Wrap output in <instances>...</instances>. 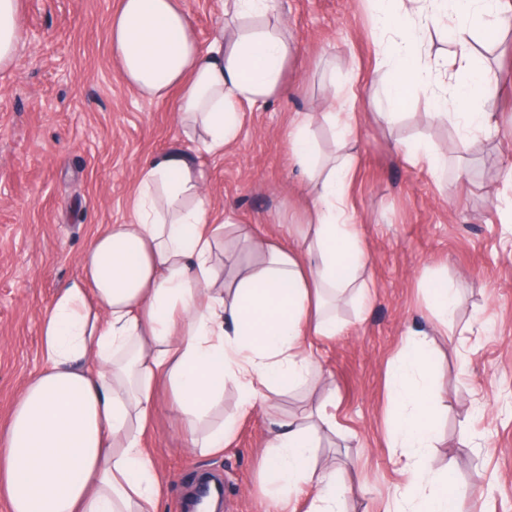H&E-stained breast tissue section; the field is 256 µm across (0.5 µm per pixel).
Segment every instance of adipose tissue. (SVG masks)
I'll return each mask as SVG.
<instances>
[{
  "label": "adipose tissue",
  "mask_w": 512,
  "mask_h": 512,
  "mask_svg": "<svg viewBox=\"0 0 512 512\" xmlns=\"http://www.w3.org/2000/svg\"><path fill=\"white\" fill-rule=\"evenodd\" d=\"M377 55L387 71L376 122L396 123L409 100L429 96L438 119L488 135L497 116L486 93L492 73L473 64L470 39L507 25L502 0H371ZM235 24L200 45L185 0H119L109 44L126 84L150 100L177 93L176 110L200 151L222 152L239 137L243 107L286 91L293 48L271 24L276 0H227ZM19 0H0V69L12 68L22 32ZM445 26L451 62L464 81L441 88L439 59L423 54L424 35ZM322 113L342 152L328 158L308 121L290 133L292 162L309 190L297 245L253 239L255 263L224 282L215 261L224 225L214 220L202 170L182 150L143 169L129 223L94 234L81 273L40 320L42 366L21 385L0 440V493L8 512H158L165 484L143 438L169 390L190 447L219 454L230 427L211 413L234 383L243 414L273 413L275 395L302 388L316 364L313 341L342 332L331 310L367 263L347 200L354 156L344 120L355 99L338 96ZM433 365L427 338L407 336L389 375L393 447L409 452V480L396 512H458L448 478L427 457L442 401L422 376ZM327 405L306 419L277 421L261 470L271 503L287 512L307 491L308 512H344L352 484L334 464H318L320 434L335 429Z\"/></svg>",
  "instance_id": "adipose-tissue-1"
}]
</instances>
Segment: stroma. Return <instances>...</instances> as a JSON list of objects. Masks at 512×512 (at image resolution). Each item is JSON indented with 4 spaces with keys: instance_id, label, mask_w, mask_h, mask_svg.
Here are the masks:
<instances>
[{
    "instance_id": "stroma-1",
    "label": "stroma",
    "mask_w": 512,
    "mask_h": 512,
    "mask_svg": "<svg viewBox=\"0 0 512 512\" xmlns=\"http://www.w3.org/2000/svg\"><path fill=\"white\" fill-rule=\"evenodd\" d=\"M118 2L20 0L18 64L0 70V436L21 384L41 364L43 311L79 275L92 235L128 222L141 167L175 149L204 167L212 209L232 221L218 256L232 276L252 259L236 225L263 239L295 237L306 188L289 134L314 114L310 134L334 154L318 114L337 87L358 97L348 200L368 255L361 279L369 305L350 297L337 304L344 332L314 346L321 379L277 404L285 414L312 412L331 383L336 429L325 433L319 458L337 460L357 485L347 512H387L406 481L388 434L387 374L404 336L424 331L437 350L432 380L448 405L432 467L453 472L460 512H512V27L495 44L472 41L476 62L496 75L498 130L459 153L457 127L427 118L424 99H413L394 128L375 123L384 70L364 0H280L296 43L287 92L244 110L237 141L212 156L182 134L174 99L142 98L121 81L108 37ZM400 139L447 150V187L402 156ZM432 275L448 277L458 293L448 336L430 322L424 279ZM216 418L236 420L235 437L222 454L200 455L188 452L168 406L153 417L145 445L166 482L161 512H187L204 478L223 483L224 512H273L260 483L268 417H239L229 384Z\"/></svg>"
}]
</instances>
